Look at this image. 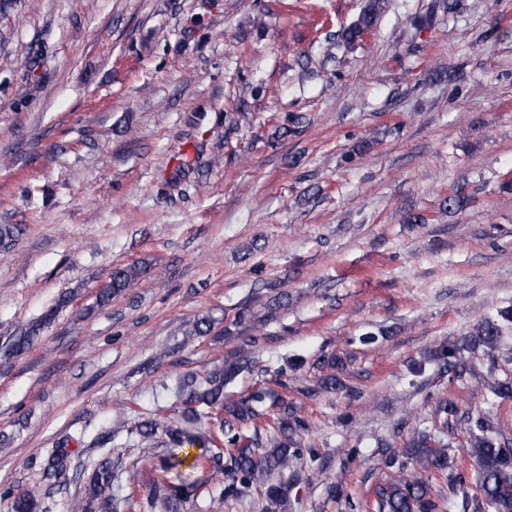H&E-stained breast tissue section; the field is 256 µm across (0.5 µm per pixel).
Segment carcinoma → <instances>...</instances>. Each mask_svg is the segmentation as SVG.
I'll use <instances>...</instances> for the list:
<instances>
[{
	"instance_id": "carcinoma-1",
	"label": "carcinoma",
	"mask_w": 512,
	"mask_h": 512,
	"mask_svg": "<svg viewBox=\"0 0 512 512\" xmlns=\"http://www.w3.org/2000/svg\"><path fill=\"white\" fill-rule=\"evenodd\" d=\"M376 2L372 0L359 18L343 32L339 41L349 45L359 40L374 25ZM142 276L137 266L112 269L109 282L99 294L102 304L112 297L135 287ZM53 312H47L23 333L14 337L11 349L16 354L28 350L51 322ZM502 329L497 320H485L474 333L473 343L483 346L489 356L499 348ZM258 338L249 334L236 345L234 356L210 369L204 375L187 373L177 378L176 394L180 401V416L171 423L153 418L141 419L137 425L144 441L161 438L168 448V457L156 465L153 453L141 449V460L150 471H161L152 478L151 489L141 512H185L190 498L236 497L254 486L265 487L264 512H282L287 504L288 473L297 472L304 457L314 458L311 446L301 444L299 434L307 431L306 423L298 416L294 403L282 395L274 404L273 413L263 408L265 393L257 390L239 398L225 393V384L239 371L249 369ZM469 342L442 345L433 353L451 379L472 371L464 356ZM483 403L493 406L498 400L512 398V382L489 377L484 382ZM437 432L417 431V437L406 444L405 454L392 449L383 454L382 463L395 470V476L378 486L375 496L376 512H438L439 505L432 497L430 479L447 475L448 434L457 428L466 431L463 447L469 449L476 465V485L479 494H469L462 476L449 481L453 496L458 499L459 512H512V438L504 433L490 434L484 417L473 415L468 407L452 399H442L436 407ZM202 452L191 456V449ZM224 474V482L209 485L208 481H185L180 468L192 471L200 462ZM118 463L108 456L94 464L85 481L82 512H118L120 503H129L131 496L118 501L114 481ZM13 498V512H40L38 493L28 491L14 494L11 488L0 492Z\"/></svg>"
}]
</instances>
